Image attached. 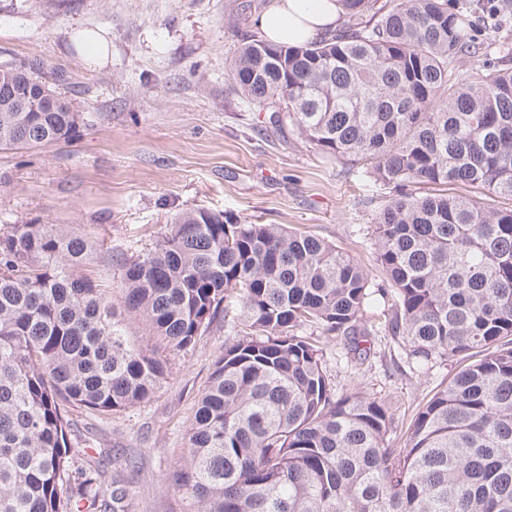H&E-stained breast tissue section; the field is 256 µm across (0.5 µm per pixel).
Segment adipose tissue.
Returning a JSON list of instances; mask_svg holds the SVG:
<instances>
[{
	"label": "adipose tissue",
	"mask_w": 512,
	"mask_h": 512,
	"mask_svg": "<svg viewBox=\"0 0 512 512\" xmlns=\"http://www.w3.org/2000/svg\"><path fill=\"white\" fill-rule=\"evenodd\" d=\"M342 0H265L253 18L260 36L275 44H300L334 33Z\"/></svg>",
	"instance_id": "ef3b65f1"
}]
</instances>
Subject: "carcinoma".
Segmentation results:
<instances>
[{
    "label": "carcinoma",
    "instance_id": "carcinoma-1",
    "mask_svg": "<svg viewBox=\"0 0 512 512\" xmlns=\"http://www.w3.org/2000/svg\"><path fill=\"white\" fill-rule=\"evenodd\" d=\"M343 4L329 38L241 35L230 80L272 126L394 190L367 231L387 286L313 234L196 208L124 263L116 303L84 272L83 235L14 225L0 235V512H127L124 482L73 485L72 414L122 412L169 372L126 317L179 353L221 313L244 330L214 364L173 474L198 512H512V208L446 190L512 198V56L488 58L486 41L512 0ZM464 56L483 60L463 75ZM28 65L67 85L64 71ZM38 96L0 70V148L75 136L81 101ZM380 333L416 370L481 354L418 410L403 448L386 405L336 395L322 362L321 339L346 337L363 363Z\"/></svg>",
    "mask_w": 512,
    "mask_h": 512
}]
</instances>
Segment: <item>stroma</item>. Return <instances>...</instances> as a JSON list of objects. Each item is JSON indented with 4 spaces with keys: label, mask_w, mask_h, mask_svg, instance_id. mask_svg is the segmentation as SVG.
<instances>
[{
    "label": "stroma",
    "mask_w": 512,
    "mask_h": 512,
    "mask_svg": "<svg viewBox=\"0 0 512 512\" xmlns=\"http://www.w3.org/2000/svg\"><path fill=\"white\" fill-rule=\"evenodd\" d=\"M262 0H0V63L41 60L63 70L86 116L76 135L31 149H0V229L49 224L94 245L88 273L120 286L122 263L153 249L175 214L206 208L240 221L282 224L354 255L381 283L367 227L392 196L364 165L310 148L277 130L229 88L239 36L252 33ZM80 30L108 41V61L88 67ZM231 333L216 320L171 358L155 392L102 418H79V440L105 478L131 493L128 512H194L166 477L185 458L186 433ZM344 337L323 340L337 393L374 394L394 418L403 447L419 408L456 372L432 362L397 372V343L376 337L371 357L347 362Z\"/></svg>",
    "instance_id": "obj_1"
}]
</instances>
